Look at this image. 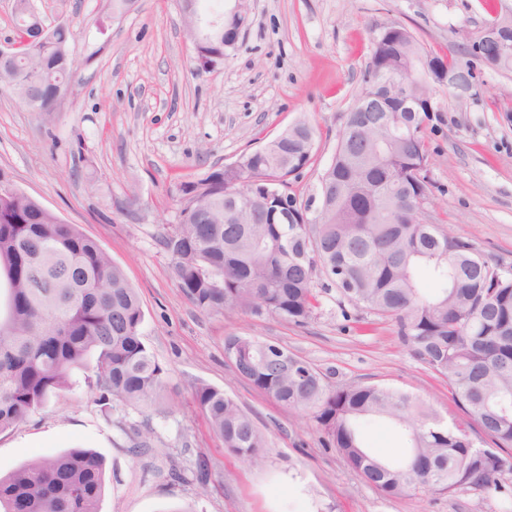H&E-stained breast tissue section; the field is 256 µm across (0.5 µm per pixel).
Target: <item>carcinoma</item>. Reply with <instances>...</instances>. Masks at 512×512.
<instances>
[{"label":"carcinoma","instance_id":"cac0c4a2","mask_svg":"<svg viewBox=\"0 0 512 512\" xmlns=\"http://www.w3.org/2000/svg\"><path fill=\"white\" fill-rule=\"evenodd\" d=\"M23 48L18 67L43 72L38 103L0 73L35 112H53L83 60L72 55L73 34L38 33ZM193 46L201 69L223 42ZM485 66L512 73V55L486 45ZM468 50L444 56L425 50L405 26L391 22L373 39L368 65L399 69L397 77L425 95L422 62L408 55L473 67ZM347 113L356 133L342 132L319 177L318 206L288 192V177L311 163L314 130L295 126L279 151L246 153L240 166H214L171 191L176 222L161 243L173 280L189 302L209 315L242 312L295 324L321 307L322 294L339 295L380 320L392 321L414 356L448 381L467 420L444 425L417 397L380 385L339 387L278 343L227 336L224 353L237 377L291 410L307 414L346 465L380 496L467 493L479 499L512 494V270L489 264L470 243L431 224L422 207L429 196L423 133L429 100L400 112ZM288 207L291 221L273 224ZM0 433L24 423L69 386L73 371L87 373L95 400L141 409L166 403L165 372L142 341L144 312L123 269L76 224L24 194L0 193ZM195 402L224 448L241 464L264 458L266 442L252 418L224 391L201 385ZM369 420L394 426L408 448L395 461L365 446ZM491 442L477 447L473 427ZM102 457L71 448L56 456L34 454L0 476V512H101Z\"/></svg>","mask_w":512,"mask_h":512}]
</instances>
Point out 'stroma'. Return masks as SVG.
I'll use <instances>...</instances> for the list:
<instances>
[{
    "label": "stroma",
    "mask_w": 512,
    "mask_h": 512,
    "mask_svg": "<svg viewBox=\"0 0 512 512\" xmlns=\"http://www.w3.org/2000/svg\"><path fill=\"white\" fill-rule=\"evenodd\" d=\"M497 0H250L236 49L207 72L189 65L192 46L177 0H137L99 34L105 0H33L38 14L74 30L72 47L96 60L79 66L73 94L53 113L0 93V168L14 184L79 225L126 272L145 320L142 340L168 382L165 409L102 407L83 372L19 427L0 433V475L32 454L90 448L104 459L101 512H502L466 496L386 499L366 486L307 416L280 406L238 378L224 355L230 335L282 344L338 386L381 384L419 395L452 423L461 416L448 383L422 364L392 322L344 318L348 303L324 295L298 325L245 313L199 312L171 278L159 239L174 223L171 190L214 165H229L305 118L315 131L312 163L290 178L299 201L316 195L345 117L362 87L373 38L390 22L446 54L493 20ZM477 94L436 88L427 122L430 223L450 228L491 264L512 268V74L476 66ZM224 390L266 439V458L248 468L224 449L194 401L197 386ZM149 450L130 452L136 431ZM207 486L192 473L198 460ZM178 464L187 479L171 481Z\"/></svg>",
    "instance_id": "obj_1"
}]
</instances>
